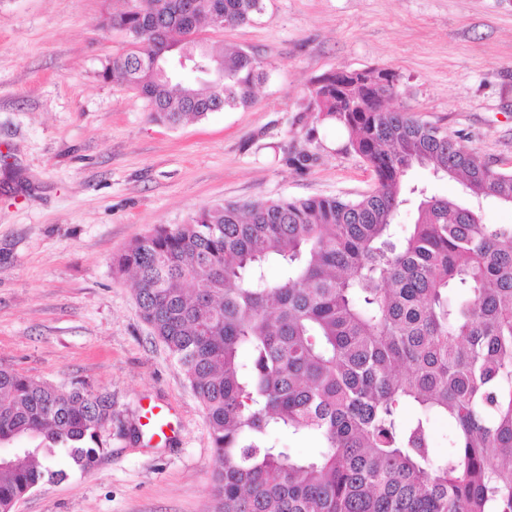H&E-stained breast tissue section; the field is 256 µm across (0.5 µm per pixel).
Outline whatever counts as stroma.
<instances>
[{
    "instance_id": "obj_1",
    "label": "stroma",
    "mask_w": 512,
    "mask_h": 512,
    "mask_svg": "<svg viewBox=\"0 0 512 512\" xmlns=\"http://www.w3.org/2000/svg\"><path fill=\"white\" fill-rule=\"evenodd\" d=\"M126 6L0 0V366L110 393L114 411L94 465L15 512H213L205 411L112 261L205 206L370 190L342 134L303 109L314 77L394 71L388 108L512 169V0H264L250 23L201 32L268 69L253 105L175 127L101 77L127 47L101 20ZM302 149L318 160L298 173L284 157Z\"/></svg>"
}]
</instances>
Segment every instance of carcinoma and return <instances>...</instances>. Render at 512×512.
Instances as JSON below:
<instances>
[{
	"label": "carcinoma",
	"instance_id": "1",
	"mask_svg": "<svg viewBox=\"0 0 512 512\" xmlns=\"http://www.w3.org/2000/svg\"><path fill=\"white\" fill-rule=\"evenodd\" d=\"M264 0H134L103 26L128 37L101 76L175 127L247 107L268 78L255 56L212 48L200 31L241 26ZM192 56V77L158 66ZM386 69L315 78L304 111L346 133L372 170L356 198L223 203L160 226L115 259L143 320L202 404L221 460L219 512H512V224L484 223V200L512 207V170L460 137L382 102ZM316 154H287L308 170ZM451 177L463 199L404 177ZM418 199L404 234L394 221ZM279 269L271 279L268 268ZM112 398L0 367V444L40 438L0 463V512L102 450ZM448 425L436 455L435 423ZM317 438L301 455L283 439Z\"/></svg>",
	"mask_w": 512,
	"mask_h": 512
}]
</instances>
